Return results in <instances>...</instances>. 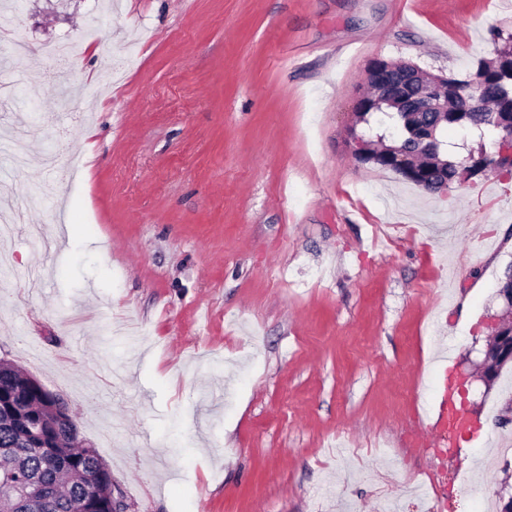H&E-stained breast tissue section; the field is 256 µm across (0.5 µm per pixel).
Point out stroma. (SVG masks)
Instances as JSON below:
<instances>
[{"label":"stroma","mask_w":512,"mask_h":512,"mask_svg":"<svg viewBox=\"0 0 512 512\" xmlns=\"http://www.w3.org/2000/svg\"><path fill=\"white\" fill-rule=\"evenodd\" d=\"M20 0L0 60V358L64 399L123 512H481L512 366L469 386L512 174L429 194L355 160L375 57L464 75L512 0ZM80 44L54 60L45 46Z\"/></svg>","instance_id":"obj_1"}]
</instances>
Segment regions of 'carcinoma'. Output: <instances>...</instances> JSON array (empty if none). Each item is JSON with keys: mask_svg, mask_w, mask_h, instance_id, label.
Masks as SVG:
<instances>
[{"mask_svg": "<svg viewBox=\"0 0 512 512\" xmlns=\"http://www.w3.org/2000/svg\"><path fill=\"white\" fill-rule=\"evenodd\" d=\"M493 39L501 41L500 61L494 69L484 67L481 61L465 77L446 80L448 85H467L474 80L484 85V111L464 112V102L452 98L448 109L453 114L446 121H438L433 112H407L398 103L416 100L418 82L414 78L396 82L385 89L380 101L362 100L361 123L369 128L374 122L383 127L379 138L388 137L391 144L372 149V154L359 162L386 169L389 156H399L408 166L425 170L415 186L433 193L445 183H457L464 170L473 176L509 171L512 160L491 157L481 145L461 156L439 137L446 128L459 127L476 134L482 142L486 133L497 135L501 124L512 120V45H507L500 29L493 32ZM430 126L438 133L440 164H430L421 150L425 129ZM21 377L12 363L0 360V512H80L92 486L98 489L99 498L90 512H116L111 472L96 449L77 445L78 429L63 413L67 409L64 401L43 398L28 389L17 390ZM27 473L41 486H30L27 495L21 497L14 492L13 482Z\"/></svg>", "mask_w": 512, "mask_h": 512, "instance_id": "1", "label": "carcinoma"}]
</instances>
